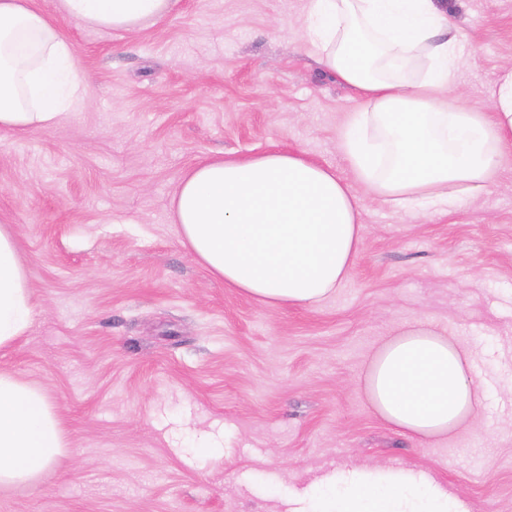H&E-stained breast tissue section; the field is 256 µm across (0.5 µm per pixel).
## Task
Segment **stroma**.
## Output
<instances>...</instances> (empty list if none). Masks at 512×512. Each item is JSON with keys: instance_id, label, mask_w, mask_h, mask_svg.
<instances>
[{"instance_id": "35a3bbf8", "label": "stroma", "mask_w": 512, "mask_h": 512, "mask_svg": "<svg viewBox=\"0 0 512 512\" xmlns=\"http://www.w3.org/2000/svg\"><path fill=\"white\" fill-rule=\"evenodd\" d=\"M465 42L449 98L490 109L512 65V0H447ZM305 0H181L135 33L59 19L85 75L80 111L0 137V224L34 294L0 370L41 387L72 453L0 512H301L335 469L431 475L473 512H512V156L451 212L363 195V252L316 307L271 309L181 245L170 199L225 154L302 153L348 176L361 107L306 52ZM428 319L488 391L456 434L414 440L360 384L379 344ZM218 448L198 447L199 439Z\"/></svg>"}]
</instances>
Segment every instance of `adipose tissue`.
Here are the masks:
<instances>
[{
    "label": "adipose tissue",
    "mask_w": 512,
    "mask_h": 512,
    "mask_svg": "<svg viewBox=\"0 0 512 512\" xmlns=\"http://www.w3.org/2000/svg\"><path fill=\"white\" fill-rule=\"evenodd\" d=\"M179 2L56 0V9L133 33ZM55 19L36 0H0V135L53 127L84 105V73ZM304 31L309 54L362 104L341 133L349 177L282 150L213 157L184 173L170 203L192 258L270 308L318 306L349 279L363 250L358 190L397 210L422 201L452 209L486 191L512 147V66L491 91L490 111L448 102L463 51L444 0H307ZM33 310L17 232L0 224V350L26 335ZM472 363L446 328L405 324L366 367L368 405L410 437L449 436L485 400ZM68 448L45 393L1 370L0 488L35 484ZM322 485L318 512H471L403 469L352 471Z\"/></svg>",
    "instance_id": "adipose-tissue-1"
}]
</instances>
